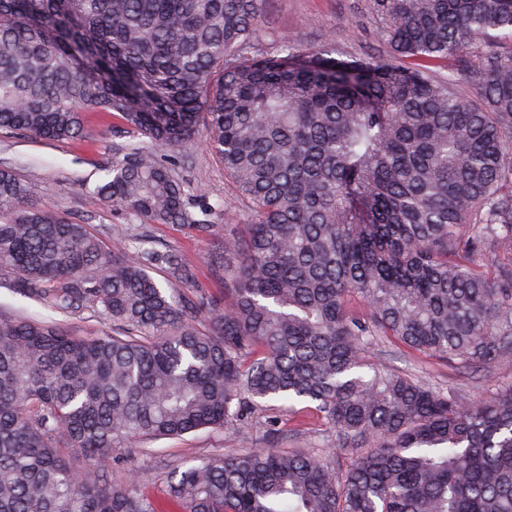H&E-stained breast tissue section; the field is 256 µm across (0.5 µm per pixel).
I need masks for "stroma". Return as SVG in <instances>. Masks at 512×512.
I'll list each match as a JSON object with an SVG mask.
<instances>
[{
	"label": "stroma",
	"instance_id": "obj_1",
	"mask_svg": "<svg viewBox=\"0 0 512 512\" xmlns=\"http://www.w3.org/2000/svg\"><path fill=\"white\" fill-rule=\"evenodd\" d=\"M286 33L308 48L329 39L342 55H386L380 24L370 14L368 0H266L259 26L261 39L271 45ZM121 130L118 118L93 113L88 118L84 138L79 140L46 141L2 133L0 163H10L30 183L34 200L63 217L89 225L105 246L134 236L158 249L178 253L190 272L188 280L171 279L162 268L153 272L177 297L192 299L203 293L223 301L224 278L215 273L214 266L224 255V226L230 222L249 223L251 215L237 203L235 187L225 175L222 162L200 137L182 157L180 174L184 180L202 186L211 200L228 204L227 211L219 210L213 215L209 233L202 235L180 224H139L102 206L92 193L103 177V167L112 157L113 145L124 140ZM377 359L386 367L411 371L437 387L467 398L487 397L512 386V357L479 374H468L391 346L378 353ZM271 420L276 421L281 432L274 443L280 449L331 448V435L310 404H297L292 412L262 407L247 423L231 430L200 431L181 438L154 440L146 451L137 447L113 449L112 482L123 486L135 477L148 495L165 499L171 467L205 455H231L269 447L273 444L267 434V423Z\"/></svg>",
	"mask_w": 512,
	"mask_h": 512
}]
</instances>
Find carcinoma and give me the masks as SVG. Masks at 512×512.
I'll use <instances>...</instances> for the list:
<instances>
[{
    "label": "carcinoma",
    "mask_w": 512,
    "mask_h": 512,
    "mask_svg": "<svg viewBox=\"0 0 512 512\" xmlns=\"http://www.w3.org/2000/svg\"><path fill=\"white\" fill-rule=\"evenodd\" d=\"M263 7L0 0V130L72 140L85 113L116 115L128 139L95 197L204 231L221 204L175 162L202 125L252 214L224 225V304L181 300L151 275L185 278L178 254L109 248L0 165V269L61 316H0V512H512V387L468 400L371 358L512 355V0H370L389 60L287 34L269 50ZM438 59L477 102L415 65ZM493 248L507 260L482 263ZM87 304L112 334L65 328ZM266 400L314 404L337 451L202 457L163 503L108 478L114 448Z\"/></svg>",
    "instance_id": "obj_1"
}]
</instances>
